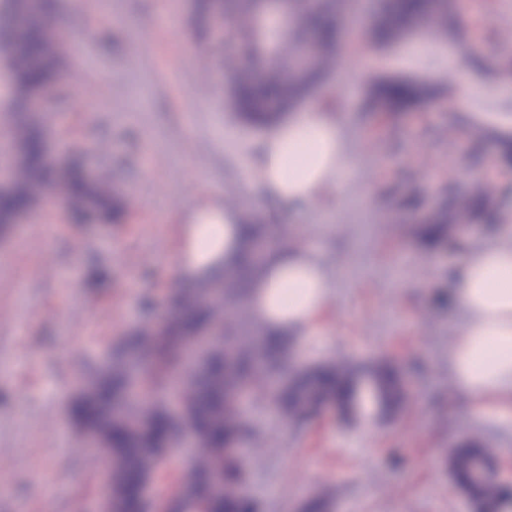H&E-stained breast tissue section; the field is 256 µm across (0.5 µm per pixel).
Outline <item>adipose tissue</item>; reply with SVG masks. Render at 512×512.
Wrapping results in <instances>:
<instances>
[{
	"mask_svg": "<svg viewBox=\"0 0 512 512\" xmlns=\"http://www.w3.org/2000/svg\"><path fill=\"white\" fill-rule=\"evenodd\" d=\"M340 126L315 107L270 126L250 164L271 212L298 211L329 189L342 190L349 172ZM246 220L206 202L190 206L175 267L184 282L234 266L247 245ZM459 318L448 349V371L471 408L512 423V216L489 245L465 253L453 272ZM333 292L332 279L311 247L283 244L267 256L248 286L254 318L269 335H315L316 318Z\"/></svg>",
	"mask_w": 512,
	"mask_h": 512,
	"instance_id": "1",
	"label": "adipose tissue"
}]
</instances>
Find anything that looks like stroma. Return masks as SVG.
I'll return each instance as SVG.
<instances>
[{"label": "stroma", "mask_w": 512, "mask_h": 512, "mask_svg": "<svg viewBox=\"0 0 512 512\" xmlns=\"http://www.w3.org/2000/svg\"><path fill=\"white\" fill-rule=\"evenodd\" d=\"M51 24L69 34L54 146L110 170L129 197L120 221L80 224L49 192L0 232V512H43L50 488L53 512H98L104 468L67 416L78 381L180 287L172 257L189 206L215 196L245 217L264 216L259 185L244 171L264 132L230 105L222 36L192 0H62ZM456 51L420 35L388 50L349 35L337 49L319 96L326 114L343 119L345 190L278 220L289 243L319 248L334 290L318 335L293 345L288 366L387 358L404 373L407 399L390 416L368 405L347 419L332 407L299 427L243 400L260 436L238 455L262 512H302L309 497L324 501L323 512H473L453 482L451 448L480 440L512 457V426L473 415L448 371V270L496 226L452 218L447 246L431 251L417 237L440 202L467 203L465 167L485 174L495 204L512 210V167L498 169L499 145L486 135L512 118V95L465 69L462 79L487 91L451 116ZM350 71L356 81L341 90ZM380 76L441 94L423 112L366 111ZM97 268L108 271L104 282L92 280Z\"/></svg>", "instance_id": "obj_1"}]
</instances>
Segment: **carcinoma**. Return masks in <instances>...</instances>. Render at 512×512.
Listing matches in <instances>:
<instances>
[{"label": "carcinoma", "mask_w": 512, "mask_h": 512, "mask_svg": "<svg viewBox=\"0 0 512 512\" xmlns=\"http://www.w3.org/2000/svg\"><path fill=\"white\" fill-rule=\"evenodd\" d=\"M55 6L56 0H0V41L6 45L0 60L11 80V92L0 100V110L10 116L15 135L11 165L17 172L12 190L0 194L4 222L35 209L49 187L78 210L103 217L121 212L125 204L123 189L106 173L94 182L75 161L60 173L48 167L43 161L45 125L38 114L23 111L27 99L51 85L56 94L50 106L66 99L62 75L67 57L60 51L65 35L48 21ZM221 7L229 18L224 45L231 51L224 67L235 108L256 127L296 111L333 68L336 46L344 36L336 5L330 0H223L221 6L216 0L196 2L203 20ZM423 27L442 42L454 38L464 43L469 64L485 50L484 20L465 33L458 25L456 0H386L364 38L376 47H392ZM372 96L378 111L386 112L392 107L425 110L439 94L426 83L387 79L375 83ZM420 236L428 249L444 244L442 229L436 226L423 227ZM258 239L268 250L278 244L268 225H254L235 268L171 294L162 323L147 322L113 344L112 364L88 376L93 395L78 392L71 399L68 417L76 429H96L110 445L117 503L125 501L132 480L157 479L170 450L192 429L198 441L192 457L193 487L160 500L161 512H256L258 504L252 500L232 502L216 490L218 477L226 489L241 481L244 465L235 449L258 436L243 418L239 400L244 395L261 393L267 409L292 423L332 406L346 416L353 414L365 381L373 385L383 413L403 404V374L388 360L368 367L325 361L293 373L285 369L289 342L256 327L245 306L247 285L265 264L253 255ZM218 323L224 335L214 341L208 335ZM132 349L147 351L148 361L125 360ZM115 402L117 415L104 416L103 408ZM494 458V449L476 441L450 454L451 472L468 487L478 512H495L512 499V488L500 484L490 469L472 480L478 462Z\"/></svg>", "instance_id": "carcinoma-1"}]
</instances>
